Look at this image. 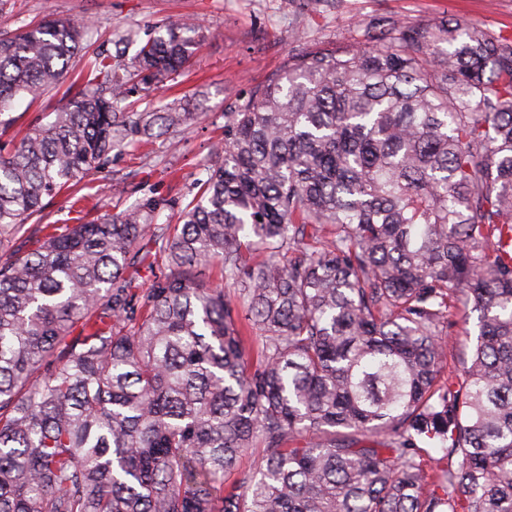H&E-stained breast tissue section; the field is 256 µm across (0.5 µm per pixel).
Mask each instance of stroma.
<instances>
[{
  "mask_svg": "<svg viewBox=\"0 0 512 512\" xmlns=\"http://www.w3.org/2000/svg\"><path fill=\"white\" fill-rule=\"evenodd\" d=\"M301 0H11L0 9V34L12 36L44 17L88 23L96 47L116 53L126 33L147 40L163 25L186 18L203 26L196 55L173 79L150 96L129 95L128 103L169 104L193 115L179 131L145 148L114 150L112 161L81 183L88 199L80 207L67 194L44 198L42 224H85L155 197L171 201L159 223L176 224L182 207L205 178L211 147L224 134V112L250 88L283 65L289 50L314 44H343L361 33L367 19L381 13L416 22L451 18L512 31V0H334L302 14ZM77 61L66 80L36 102H20L14 126L24 129L64 103L68 84L85 71Z\"/></svg>",
  "mask_w": 512,
  "mask_h": 512,
  "instance_id": "1",
  "label": "stroma"
}]
</instances>
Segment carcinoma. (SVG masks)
<instances>
[{
  "mask_svg": "<svg viewBox=\"0 0 512 512\" xmlns=\"http://www.w3.org/2000/svg\"><path fill=\"white\" fill-rule=\"evenodd\" d=\"M89 31L0 36V133ZM199 38L175 21L94 59L0 151V512H512V32L375 16L290 51L224 113L181 223L149 199L23 236L42 197L187 124L117 108ZM450 319L453 326L445 338L448 344V359L450 360V355H453L455 361L459 362L463 360L464 353L466 352L463 346L466 342V336H468L467 339L470 346L475 341L478 333L476 315L472 314L469 319L465 320L464 307L461 303L458 310H453V315Z\"/></svg>",
  "mask_w": 512,
  "mask_h": 512,
  "instance_id": "cac0c4a2",
  "label": "carcinoma"
}]
</instances>
